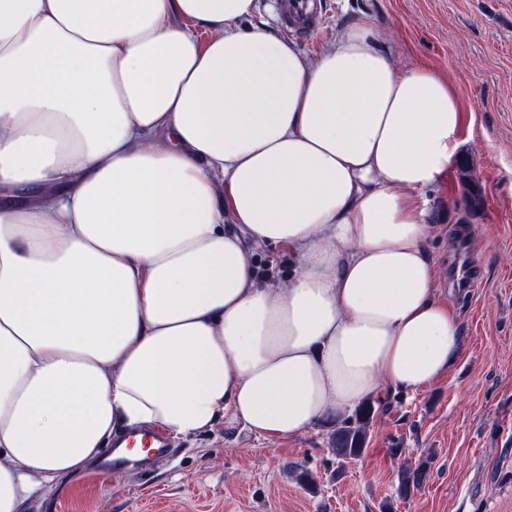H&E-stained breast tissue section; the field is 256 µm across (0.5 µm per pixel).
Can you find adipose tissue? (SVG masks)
Listing matches in <instances>:
<instances>
[{"label":"adipose tissue","instance_id":"adipose-tissue-1","mask_svg":"<svg viewBox=\"0 0 512 512\" xmlns=\"http://www.w3.org/2000/svg\"><path fill=\"white\" fill-rule=\"evenodd\" d=\"M255 10L0 0V512L120 432L289 440L465 350L422 202L460 158L447 76L372 15L311 64ZM259 273L267 279L282 282L288 275V252L265 245H253Z\"/></svg>","mask_w":512,"mask_h":512}]
</instances>
